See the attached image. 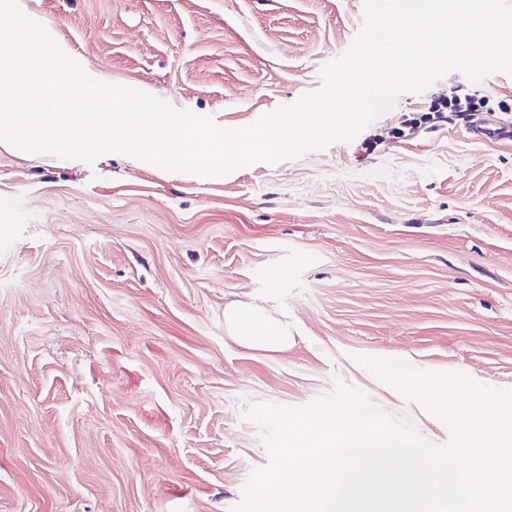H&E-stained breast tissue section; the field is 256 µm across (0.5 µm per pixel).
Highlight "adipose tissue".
<instances>
[{
    "label": "adipose tissue",
    "instance_id": "obj_1",
    "mask_svg": "<svg viewBox=\"0 0 512 512\" xmlns=\"http://www.w3.org/2000/svg\"><path fill=\"white\" fill-rule=\"evenodd\" d=\"M224 321L231 337L248 349L281 351L292 338L264 310L243 303H233L224 309Z\"/></svg>",
    "mask_w": 512,
    "mask_h": 512
}]
</instances>
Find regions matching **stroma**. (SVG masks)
<instances>
[{
  "mask_svg": "<svg viewBox=\"0 0 512 512\" xmlns=\"http://www.w3.org/2000/svg\"><path fill=\"white\" fill-rule=\"evenodd\" d=\"M19 2L93 79L224 128L319 90L363 23V0ZM436 86L512 123V76ZM424 101L212 180L0 148V512H229L269 461L246 407L337 380L447 441L360 355L512 388V144L459 125L395 138ZM231 302L293 344L238 345Z\"/></svg>",
  "mask_w": 512,
  "mask_h": 512,
  "instance_id": "1",
  "label": "stroma"
}]
</instances>
